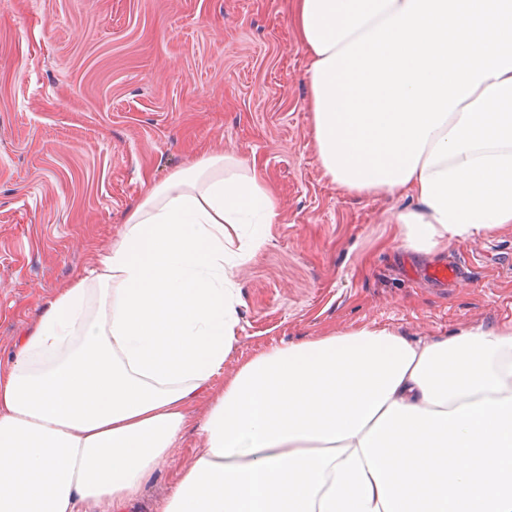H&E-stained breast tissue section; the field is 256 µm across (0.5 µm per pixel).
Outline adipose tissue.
Segmentation results:
<instances>
[{
    "mask_svg": "<svg viewBox=\"0 0 512 512\" xmlns=\"http://www.w3.org/2000/svg\"><path fill=\"white\" fill-rule=\"evenodd\" d=\"M324 175L415 199L417 252L512 224V0H295ZM211 157L152 187L0 361V512H128L206 401L163 512H512V324L374 323L224 361L226 267L278 212Z\"/></svg>",
    "mask_w": 512,
    "mask_h": 512,
    "instance_id": "1",
    "label": "adipose tissue"
}]
</instances>
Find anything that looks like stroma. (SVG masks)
I'll return each mask as SVG.
<instances>
[{
	"instance_id": "stroma-1",
	"label": "stroma",
	"mask_w": 512,
	"mask_h": 512,
	"mask_svg": "<svg viewBox=\"0 0 512 512\" xmlns=\"http://www.w3.org/2000/svg\"><path fill=\"white\" fill-rule=\"evenodd\" d=\"M291 10V0H0V361L154 185L219 154L256 163L278 211L266 243L230 271L239 323L225 373L366 322L434 341L512 321V224L423 256L394 222L411 199L348 193L324 176ZM450 259L465 269L454 285L423 277ZM207 411L191 406L137 512H162Z\"/></svg>"
}]
</instances>
